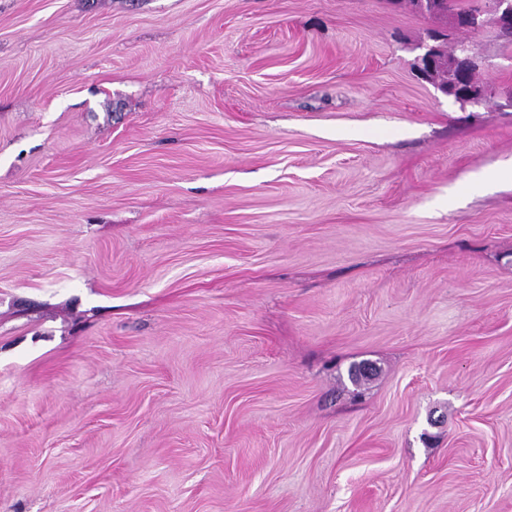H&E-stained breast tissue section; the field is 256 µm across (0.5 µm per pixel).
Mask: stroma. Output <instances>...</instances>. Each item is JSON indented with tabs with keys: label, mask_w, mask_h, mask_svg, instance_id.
<instances>
[{
	"label": "stroma",
	"mask_w": 512,
	"mask_h": 512,
	"mask_svg": "<svg viewBox=\"0 0 512 512\" xmlns=\"http://www.w3.org/2000/svg\"><path fill=\"white\" fill-rule=\"evenodd\" d=\"M433 26L0 0V512H512V44L464 112ZM429 40L431 41V43L421 44L418 46L420 52L416 56L414 64L415 71L421 77L425 76L424 72L422 71L424 66H430L433 60L437 57V53L440 49V43L443 42L441 30L433 29L429 34Z\"/></svg>",
	"instance_id": "stroma-1"
}]
</instances>
